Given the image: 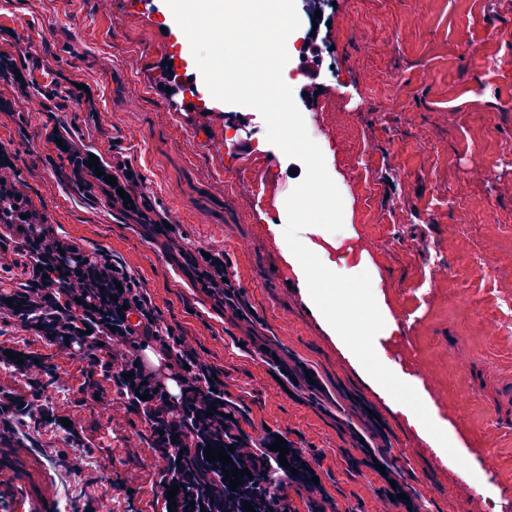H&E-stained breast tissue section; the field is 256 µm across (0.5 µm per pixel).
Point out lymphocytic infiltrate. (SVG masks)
I'll return each instance as SVG.
<instances>
[{
	"label": "lymphocytic infiltrate",
	"mask_w": 512,
	"mask_h": 512,
	"mask_svg": "<svg viewBox=\"0 0 512 512\" xmlns=\"http://www.w3.org/2000/svg\"><path fill=\"white\" fill-rule=\"evenodd\" d=\"M63 145L78 185H99L112 206L129 197L125 216L164 237L167 251L184 258L196 287L251 321L243 292L226 279L223 254L207 258L189 251L169 228L168 217L150 216L140 174L130 173L119 159L112 166L113 182L91 183L84 149L69 139ZM37 213L28 193L0 182V254L18 242L32 265L25 283L0 289V308L86 365L90 378L80 390L82 401L104 402L102 383L111 382L127 412L149 430L150 445L164 462L159 487L177 492L173 512H245L248 504L255 512H290V486L306 492L311 512H338L333 497L313 481L319 455L293 447L283 465L270 449L275 430L264 428L257 438L246 433L244 411L231 399L223 375L164 321L125 262L107 253H86L78 242L49 234ZM19 370L28 380L29 396L0 391V431L14 435L28 422H44L54 414L40 387L44 365L30 357ZM209 446L230 448L233 465L249 469V478L230 487L221 461L205 459Z\"/></svg>",
	"instance_id": "1"
}]
</instances>
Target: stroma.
Segmentation results:
<instances>
[{"mask_svg":"<svg viewBox=\"0 0 512 512\" xmlns=\"http://www.w3.org/2000/svg\"><path fill=\"white\" fill-rule=\"evenodd\" d=\"M156 5L148 15L140 0H112L106 12L96 0H0V25L13 32L0 51L26 64V79L45 85L60 72L93 92L89 101L62 92L36 108L0 84V97L12 102L0 111V143L49 229L125 261L164 320L224 371L232 399L245 407L243 428L266 425L316 450L324 488L348 512H391L379 475L348 463L359 453L353 433L364 427L352 416L358 402L389 443L407 449L398 466L427 512H512V421L501 422L494 403L499 386L512 382V0H336L335 74L318 92L319 112L299 105L336 133L321 150L343 198L344 227L322 246L373 239L372 292L397 325L380 341L386 363L410 377L427 368L442 384L444 459L361 378L311 312L288 241L270 230L286 221L284 153L262 135L244 154L217 149L226 111L206 86L198 88L212 113L206 130H187L152 95L166 78L161 60L187 63L176 37L154 41V28L172 24L165 0ZM55 130L127 158L186 246L225 255L254 324L195 288L163 238L112 210L100 191L66 183ZM477 164L485 179H472ZM239 173L252 179L251 195L233 189ZM480 255L493 262L482 272ZM439 266L447 278L430 279ZM491 318L493 335L485 330ZM265 346L288 369L313 370L319 390L286 393L263 361ZM1 348L39 356L58 374L61 386L45 394L84 446L74 452L59 425L29 424L34 443H21L16 466L0 468V512H30L40 483L59 506L75 501L95 512L104 500L109 512H160L163 462L138 417L120 410L108 417L81 402L84 366L35 333L0 323ZM461 392L466 401H458ZM76 453L80 470H67L64 459Z\"/></svg>","mask_w":512,"mask_h":512,"instance_id":"1","label":"stroma"}]
</instances>
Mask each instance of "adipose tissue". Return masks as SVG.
Instances as JSON below:
<instances>
[{
    "instance_id": "ef3b65f1",
    "label": "adipose tissue",
    "mask_w": 512,
    "mask_h": 512,
    "mask_svg": "<svg viewBox=\"0 0 512 512\" xmlns=\"http://www.w3.org/2000/svg\"><path fill=\"white\" fill-rule=\"evenodd\" d=\"M275 230L294 242L288 260L325 331L332 336L354 333L356 343L351 355L362 378L372 385L386 387L394 396V411L431 447L447 448L448 425L438 417L417 381L391 372L380 360L382 350L374 339L392 335L396 325L367 293L371 270L368 260L351 266L345 258H332L314 242L315 237L324 233L319 224H279Z\"/></svg>"
}]
</instances>
